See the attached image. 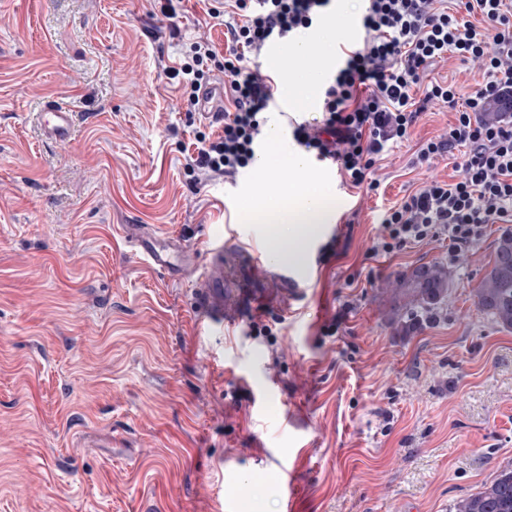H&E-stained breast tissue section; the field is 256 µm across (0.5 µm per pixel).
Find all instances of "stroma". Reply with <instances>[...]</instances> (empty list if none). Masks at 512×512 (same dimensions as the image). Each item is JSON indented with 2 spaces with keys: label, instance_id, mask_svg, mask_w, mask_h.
Here are the masks:
<instances>
[{
  "label": "stroma",
  "instance_id": "obj_1",
  "mask_svg": "<svg viewBox=\"0 0 512 512\" xmlns=\"http://www.w3.org/2000/svg\"><path fill=\"white\" fill-rule=\"evenodd\" d=\"M210 0L180 16L153 0H0V512H451L512 464V332L475 303L500 224L449 253L440 236L373 254L382 218L454 157L416 164L453 119L429 105L366 192L309 158L333 197L322 269L276 291L247 256L269 225L241 201L258 175H186L194 133L160 74L199 38L225 50ZM432 78L461 96L479 64L449 55ZM76 112L70 140L41 130L47 102ZM175 236L206 268L224 255L236 328L198 329L194 278L155 269L120 234ZM447 271L432 318L396 291L416 267ZM267 336L250 335L251 324Z\"/></svg>",
  "mask_w": 512,
  "mask_h": 512
}]
</instances>
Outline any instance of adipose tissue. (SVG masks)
<instances>
[{"instance_id": "obj_1", "label": "adipose tissue", "mask_w": 512, "mask_h": 512, "mask_svg": "<svg viewBox=\"0 0 512 512\" xmlns=\"http://www.w3.org/2000/svg\"><path fill=\"white\" fill-rule=\"evenodd\" d=\"M339 24L327 29L326 41L316 43L299 36L286 45L279 59L283 78L281 96L289 103H306L322 77V62L331 52ZM261 176L256 188L245 197L250 217L270 224L268 251L287 261L298 260L306 251L310 234L329 219V198L320 177L306 157L290 150L277 127L267 131L265 149L255 162Z\"/></svg>"}]
</instances>
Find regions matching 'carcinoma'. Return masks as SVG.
Masks as SVG:
<instances>
[{
	"mask_svg": "<svg viewBox=\"0 0 512 512\" xmlns=\"http://www.w3.org/2000/svg\"><path fill=\"white\" fill-rule=\"evenodd\" d=\"M407 305L436 309L448 294V277L437 266H420L399 281ZM476 304L504 330L512 331V231L496 241L494 257L475 291ZM453 512H512V466L497 472L482 489L458 499Z\"/></svg>",
	"mask_w": 512,
	"mask_h": 512,
	"instance_id": "obj_1",
	"label": "carcinoma"
}]
</instances>
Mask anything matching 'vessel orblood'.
Masks as SVG:
<instances>
[{"instance_id": "obj_1", "label": "vessel or blood", "mask_w": 512, "mask_h": 512, "mask_svg": "<svg viewBox=\"0 0 512 512\" xmlns=\"http://www.w3.org/2000/svg\"><path fill=\"white\" fill-rule=\"evenodd\" d=\"M201 114L210 118L224 109V88L220 85L211 86L200 96ZM75 124V114L68 106L51 105L44 130L49 139L59 143L67 142ZM123 231L135 246L137 252L153 267L171 271L180 270L183 275L196 276V303L206 318L214 324H223L224 312L231 304L233 288L224 284V266L222 262L211 263L206 269H198L194 254L186 249L180 239H171L167 250H157L151 235L141 225H124ZM254 269L257 274L269 276L283 288H294L295 280L290 267L281 265L268 269L262 258H255Z\"/></svg>"}]
</instances>
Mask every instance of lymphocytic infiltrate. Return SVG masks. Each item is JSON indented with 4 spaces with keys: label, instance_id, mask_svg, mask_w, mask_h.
I'll return each instance as SVG.
<instances>
[{
    "label": "lymphocytic infiltrate",
    "instance_id": "obj_1",
    "mask_svg": "<svg viewBox=\"0 0 512 512\" xmlns=\"http://www.w3.org/2000/svg\"><path fill=\"white\" fill-rule=\"evenodd\" d=\"M333 0H224L232 16L228 53L209 40L191 44L164 67L188 108L215 73L226 76L224 113L217 134L197 133L185 158L187 172L236 177L251 167L264 138L265 114L277 100L276 79L247 56H260L324 19ZM357 19L365 37L346 46L325 85L320 123L293 122L292 136L317 160L332 161L346 185L377 189L375 165L388 144L409 140L429 103L454 109L445 138L417 154L427 162L461 149L456 182L431 181L386 212L374 252L393 254L409 244L447 236L449 249L473 247L486 225L512 223V0H362ZM456 54L481 62L487 80L458 108L454 83L430 81V68ZM422 99H415L414 89ZM500 113L498 122L482 118Z\"/></svg>",
    "mask_w": 512,
    "mask_h": 512
}]
</instances>
